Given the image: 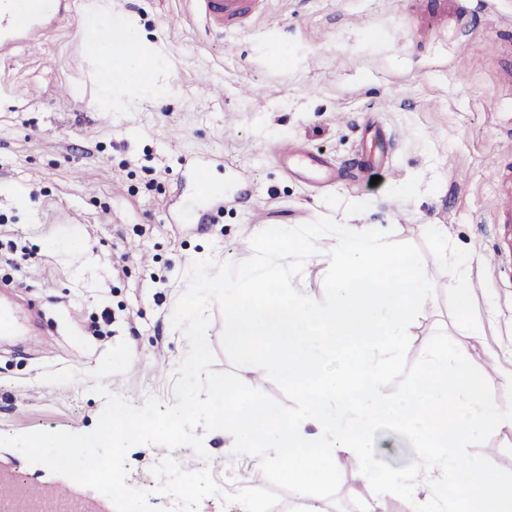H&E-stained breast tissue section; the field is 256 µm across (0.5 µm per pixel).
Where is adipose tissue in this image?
Segmentation results:
<instances>
[{
    "instance_id": "adipose-tissue-1",
    "label": "adipose tissue",
    "mask_w": 512,
    "mask_h": 512,
    "mask_svg": "<svg viewBox=\"0 0 512 512\" xmlns=\"http://www.w3.org/2000/svg\"><path fill=\"white\" fill-rule=\"evenodd\" d=\"M110 27L123 31L128 50L118 49L114 40L107 36L106 30ZM85 39L92 53L108 61L102 73L105 94H112L118 87L131 88L157 98H168L174 94L173 86L161 85L155 80L156 72L166 63L164 54H142L139 50L141 40L132 18L113 14L108 0H98L86 18Z\"/></svg>"
}]
</instances>
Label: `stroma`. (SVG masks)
I'll use <instances>...</instances> for the list:
<instances>
[{"instance_id": "obj_1", "label": "stroma", "mask_w": 512, "mask_h": 512, "mask_svg": "<svg viewBox=\"0 0 512 512\" xmlns=\"http://www.w3.org/2000/svg\"><path fill=\"white\" fill-rule=\"evenodd\" d=\"M71 3L58 27L0 57V304L20 321L0 339V434L92 431L104 400L84 375L121 341L132 364L104 386L138 407L149 395L172 403L188 343L171 315L189 261H244L257 232L322 216L391 230L427 258L443 243L467 258L463 311L450 270L428 266L436 292L407 360L444 331L505 398L512 270L496 250L493 168L512 171V0H448L441 23L415 0H263L281 30L256 20L220 40L191 0H112L136 17L144 52L164 50L158 80L177 90L122 93L115 111L100 105L106 60L84 44L91 0ZM300 150L323 154L336 180L316 187L287 170L282 157ZM366 154L385 167L360 172ZM200 161L224 186L201 219L180 186ZM210 315L212 371L281 398L261 368L232 366L219 308ZM48 369L81 378L45 384ZM196 433L210 462L188 447L171 457L209 466L226 490L254 486L252 460L232 457L223 432Z\"/></svg>"}]
</instances>
